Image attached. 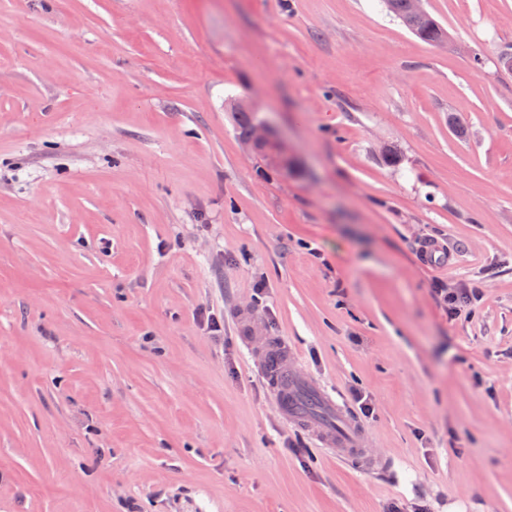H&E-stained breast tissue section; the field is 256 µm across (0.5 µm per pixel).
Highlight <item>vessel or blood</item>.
<instances>
[{"label":"vessel or blood","mask_w":512,"mask_h":512,"mask_svg":"<svg viewBox=\"0 0 512 512\" xmlns=\"http://www.w3.org/2000/svg\"><path fill=\"white\" fill-rule=\"evenodd\" d=\"M288 355L289 349L284 343L270 340L261 363V376L282 418L304 428L321 447L343 449L344 460L355 464L362 473L380 469V461L365 451L361 426L324 386L310 380L299 366L287 365ZM309 397L323 408L327 421L312 419L304 406Z\"/></svg>","instance_id":"1"}]
</instances>
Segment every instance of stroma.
<instances>
[{
	"mask_svg": "<svg viewBox=\"0 0 512 512\" xmlns=\"http://www.w3.org/2000/svg\"><path fill=\"white\" fill-rule=\"evenodd\" d=\"M426 8L446 45L382 0H0V512H512V0ZM272 337L388 468L280 417ZM236 106L232 112H234V120L239 138L244 143H247L252 135V139L247 145L249 151L257 158L262 159L267 166L275 169L281 168L282 164L288 160V149L286 146L264 120L257 119L253 129L257 118L255 106L248 101L239 103ZM435 292L440 302L448 307L450 317L457 315L461 307L477 301L480 295L479 288H460L459 291L439 288Z\"/></svg>",
	"mask_w": 512,
	"mask_h": 512,
	"instance_id": "1",
	"label": "stroma"
}]
</instances>
